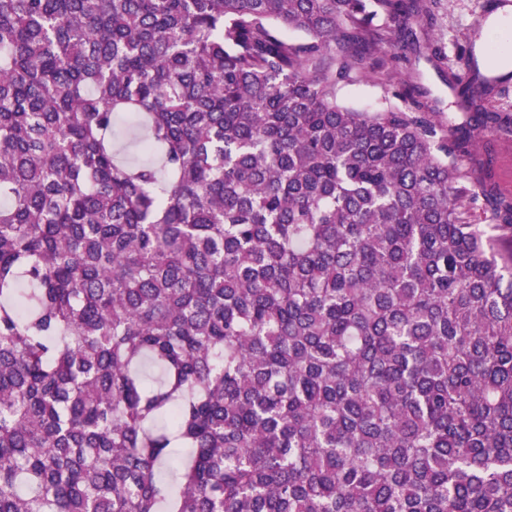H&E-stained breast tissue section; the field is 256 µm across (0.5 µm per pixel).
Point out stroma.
I'll list each match as a JSON object with an SVG mask.
<instances>
[{"mask_svg": "<svg viewBox=\"0 0 512 512\" xmlns=\"http://www.w3.org/2000/svg\"><path fill=\"white\" fill-rule=\"evenodd\" d=\"M436 2L431 24L413 16L405 21L403 52L382 45L378 56L385 61L383 67L354 72L351 82L340 85V104L367 112L386 104L401 107L405 85L414 83L421 87L424 102L433 108V120L466 124L469 116L455 105L448 79L461 72V44L477 46L487 41V20L498 10L500 0ZM489 107L500 112V122L484 127L471 152L459 159L474 179L487 176L492 182V196L480 197L474 207L472 219L477 224L490 223L496 200H512V78L498 81Z\"/></svg>", "mask_w": 512, "mask_h": 512, "instance_id": "stroma-1", "label": "stroma"}]
</instances>
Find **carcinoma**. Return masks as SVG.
<instances>
[{
  "mask_svg": "<svg viewBox=\"0 0 512 512\" xmlns=\"http://www.w3.org/2000/svg\"><path fill=\"white\" fill-rule=\"evenodd\" d=\"M434 4L0 0V512H512L491 78L336 100Z\"/></svg>",
  "mask_w": 512,
  "mask_h": 512,
  "instance_id": "obj_1",
  "label": "carcinoma"
}]
</instances>
